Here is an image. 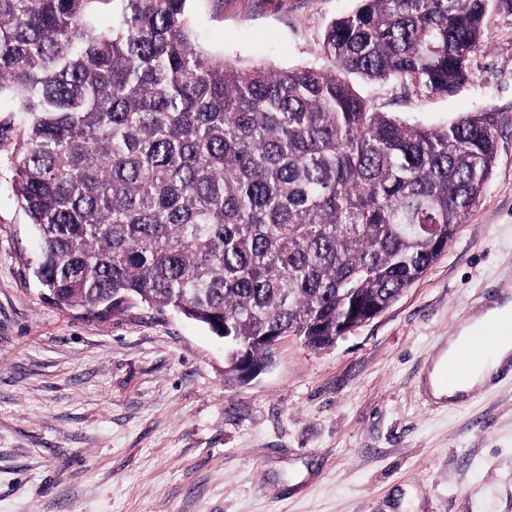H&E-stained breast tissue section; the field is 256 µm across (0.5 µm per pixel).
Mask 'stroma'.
Instances as JSON below:
<instances>
[{
  "mask_svg": "<svg viewBox=\"0 0 512 512\" xmlns=\"http://www.w3.org/2000/svg\"><path fill=\"white\" fill-rule=\"evenodd\" d=\"M358 0H189L198 48L240 68L320 65ZM454 95L349 75L379 112L440 126L494 113L485 191L431 270L314 350L288 338L246 382L224 341L135 303L103 319L50 302L10 191L21 114L0 95V512H512V380L455 403L428 365L489 303L512 299V10L494 9Z\"/></svg>",
  "mask_w": 512,
  "mask_h": 512,
  "instance_id": "stroma-1",
  "label": "stroma"
}]
</instances>
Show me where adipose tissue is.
<instances>
[{"label":"adipose tissue","instance_id":"1","mask_svg":"<svg viewBox=\"0 0 512 512\" xmlns=\"http://www.w3.org/2000/svg\"><path fill=\"white\" fill-rule=\"evenodd\" d=\"M464 336H457L448 345V349L438 358L429 374L430 387L435 397H448L449 400L457 401L467 397L474 389L484 386L492 380L502 365L512 360V339L501 340L492 353L477 356L471 366L469 377L465 383L444 386L440 376L444 370L447 360L455 355L457 349L464 343Z\"/></svg>","mask_w":512,"mask_h":512}]
</instances>
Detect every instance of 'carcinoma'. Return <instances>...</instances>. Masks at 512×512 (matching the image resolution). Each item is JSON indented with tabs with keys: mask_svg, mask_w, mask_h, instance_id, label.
<instances>
[{
	"mask_svg": "<svg viewBox=\"0 0 512 512\" xmlns=\"http://www.w3.org/2000/svg\"><path fill=\"white\" fill-rule=\"evenodd\" d=\"M360 0L326 66L238 69L198 50L189 0H0V93L24 117L11 190L56 305L133 300L206 326L250 364L263 336L312 349L389 308L478 203L496 120L377 112L357 74L448 96L492 2ZM112 6V25L96 21Z\"/></svg>",
	"mask_w": 512,
	"mask_h": 512,
	"instance_id": "cac0c4a2",
	"label": "carcinoma"
}]
</instances>
